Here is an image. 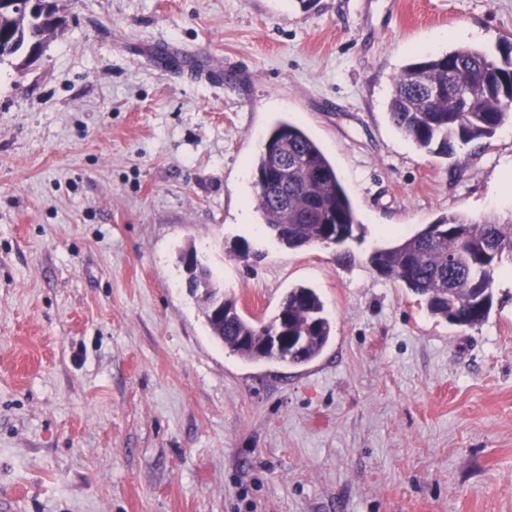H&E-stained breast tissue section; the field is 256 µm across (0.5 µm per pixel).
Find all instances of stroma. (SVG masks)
Masks as SVG:
<instances>
[{
    "label": "stroma",
    "instance_id": "stroma-1",
    "mask_svg": "<svg viewBox=\"0 0 512 512\" xmlns=\"http://www.w3.org/2000/svg\"><path fill=\"white\" fill-rule=\"evenodd\" d=\"M55 5L41 57L0 65V512H512V276L459 328L367 262L445 215L512 214V120L454 162L388 114L411 59L512 47V0ZM280 120L335 166L358 238L250 231ZM189 248L252 319L316 289L321 356L217 342Z\"/></svg>",
    "mask_w": 512,
    "mask_h": 512
}]
</instances>
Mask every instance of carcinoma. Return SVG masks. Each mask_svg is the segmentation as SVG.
Returning <instances> with one entry per match:
<instances>
[{
    "label": "carcinoma",
    "instance_id": "1",
    "mask_svg": "<svg viewBox=\"0 0 512 512\" xmlns=\"http://www.w3.org/2000/svg\"><path fill=\"white\" fill-rule=\"evenodd\" d=\"M0 0V63L20 60L17 70L36 60L48 38L64 20L50 0ZM452 83L433 97L435 80ZM396 127L417 147L444 158L457 148L488 140L512 116V54L496 58L462 46L445 54L405 65L394 82L389 104ZM288 159V201L275 192L255 190L262 224L285 247L297 249L336 237L341 244L360 229L353 203L336 169L316 141L297 124L277 122L255 161L256 180L272 175V160ZM512 260V216L471 218L450 215L395 245L378 248L368 263L381 275L405 284L424 297L429 312L459 327L483 324L493 305L494 284L503 259ZM288 320V335L304 336L300 349L288 355L260 352L253 341L258 330L272 331ZM212 336L248 361L275 360L292 365L318 358L331 337V326L318 293L291 289L268 321L235 313L224 324L207 322Z\"/></svg>",
    "mask_w": 512,
    "mask_h": 512
}]
</instances>
